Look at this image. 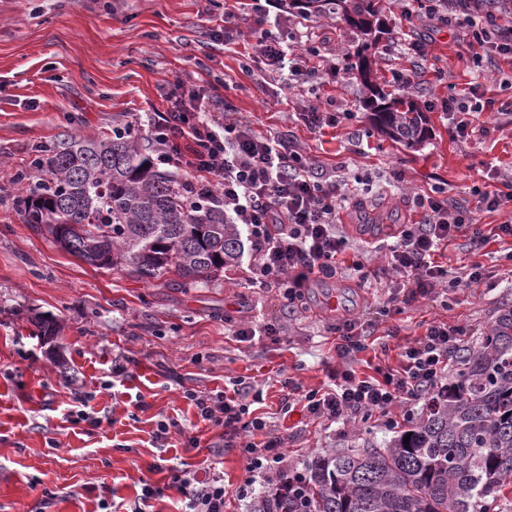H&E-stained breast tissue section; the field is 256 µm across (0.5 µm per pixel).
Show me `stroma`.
Segmentation results:
<instances>
[{"instance_id": "1", "label": "stroma", "mask_w": 512, "mask_h": 512, "mask_svg": "<svg viewBox=\"0 0 512 512\" xmlns=\"http://www.w3.org/2000/svg\"><path fill=\"white\" fill-rule=\"evenodd\" d=\"M382 19L428 48L431 66L410 91L425 108L428 136L411 149L370 123L355 69L359 37L335 16L293 13L289 20L293 31L319 37L309 67L333 60L344 80L302 79L283 90L276 74L245 70L255 35L215 39L224 0H0V512H100L104 502L133 504L145 480L162 491L149 512H176L172 465L200 482L223 474L224 512H248V501L234 494L248 476L245 455L225 446L223 427L203 421L187 392L209 395L239 382L262 390V401L246 398L248 413L283 440L288 469L299 472L315 453L393 436L375 416L312 419L303 392L326 388L345 362L361 375L396 365L400 347L432 322L462 329L461 349L448 358L456 367L512 308V237L492 234L512 221L509 205L480 212L492 235L482 249L461 235L436 255L452 273L481 266L480 282L374 319L366 350L345 361L336 356L340 320L366 317L392 291L387 246L401 225L421 221L416 196L440 186L449 203L473 205L491 176L512 178V112L504 109L512 103V58L476 66L453 29L426 19L401 28L394 0ZM176 82L213 95L220 113L257 134L290 135L317 166L344 167L348 200L337 233L362 270L346 265L311 276L290 307L276 289L251 287L239 274L183 288L165 278L144 282L125 267L100 269L24 223L14 205L16 177L36 147L97 138L118 124L149 135L150 122L170 112L167 93ZM261 82L266 92L258 91ZM472 92L499 109L475 114L471 139L452 138L451 117L433 105ZM335 101L353 105L354 118L320 131L298 118L301 105ZM394 171L401 183H393ZM363 212H391L397 221L369 231L358 221ZM37 316L56 320L60 336H38ZM243 323L276 333L242 341L232 329ZM80 409L99 425L73 420ZM162 422L174 429L160 444L154 436ZM47 492L53 504L45 509Z\"/></svg>"}]
</instances>
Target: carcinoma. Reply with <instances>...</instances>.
Returning <instances> with one entry per match:
<instances>
[{
	"mask_svg": "<svg viewBox=\"0 0 512 512\" xmlns=\"http://www.w3.org/2000/svg\"><path fill=\"white\" fill-rule=\"evenodd\" d=\"M384 0H288L302 16L335 14L361 37L359 80L372 122L412 148L426 138L425 113L378 82L369 51L383 34ZM512 0H476L503 21ZM32 182L15 200L24 223L97 268L126 266L145 282L172 273L185 287L238 267L241 229L224 206L193 184L158 170L141 134L124 125L94 139L70 136L41 147ZM410 435L409 443L404 436ZM512 488V309L498 316L478 349L417 421L380 448L314 455L288 486L264 490L250 512H497Z\"/></svg>",
	"mask_w": 512,
	"mask_h": 512,
	"instance_id": "cac0c4a2",
	"label": "carcinoma"
}]
</instances>
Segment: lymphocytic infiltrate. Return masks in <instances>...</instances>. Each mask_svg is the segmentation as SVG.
<instances>
[{"label":"lymphocytic infiltrate","mask_w":512,"mask_h":512,"mask_svg":"<svg viewBox=\"0 0 512 512\" xmlns=\"http://www.w3.org/2000/svg\"><path fill=\"white\" fill-rule=\"evenodd\" d=\"M472 5V0H400L399 20L409 25L418 12H426L460 29L476 60L511 58L512 34L478 25ZM243 25L258 31L257 57L266 71L284 70L292 77L306 72L307 52L294 41L287 15L270 14L261 0H252L247 11L225 13L215 37L231 41ZM171 95L173 111L151 129L161 148V163L183 168L199 190L218 193L228 220L244 226L252 251L248 284L278 289L290 303L301 299L310 275L335 272L342 263L345 243L336 234V224L347 200L344 177L316 167L290 139L262 137L242 122L219 121L205 94L178 84ZM511 202V179L485 190L474 210L449 206L439 192L417 197L423 222L404 225L389 247L388 263L400 279L389 304L431 296L445 284L467 288L481 280L479 266L452 277L434 256L441 245L462 234L472 247L482 248L488 237L477 222V210L495 211ZM461 335V329L429 324L423 336L400 352L398 366L377 368L372 376L358 375L349 367L339 370L326 390L302 395L303 407L316 420L337 423L375 414L388 427H397V409L435 398L447 386L448 357ZM195 404L203 419L223 426L226 436L247 435L242 448L251 476L238 486L237 497L251 495L259 475L271 488L287 483L279 440L267 435L262 420L247 419L237 397L200 395ZM171 479L181 495L178 512H224L228 493L223 478L198 484L188 471L175 468Z\"/></svg>","instance_id":"f902f5d3"}]
</instances>
